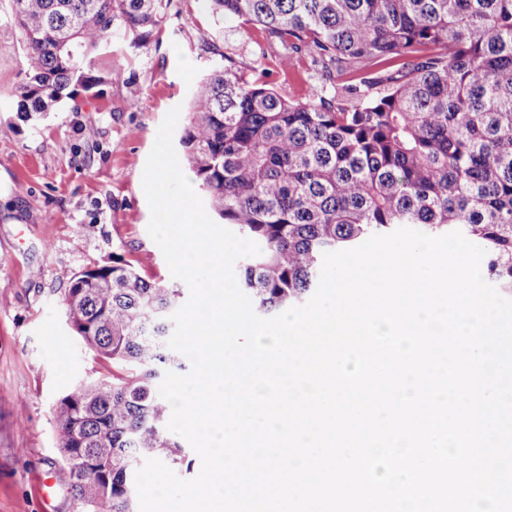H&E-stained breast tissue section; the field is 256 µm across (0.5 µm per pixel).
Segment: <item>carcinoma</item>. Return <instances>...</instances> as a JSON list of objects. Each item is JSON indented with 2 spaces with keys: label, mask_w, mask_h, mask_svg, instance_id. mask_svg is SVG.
<instances>
[{
  "label": "carcinoma",
  "mask_w": 512,
  "mask_h": 512,
  "mask_svg": "<svg viewBox=\"0 0 512 512\" xmlns=\"http://www.w3.org/2000/svg\"><path fill=\"white\" fill-rule=\"evenodd\" d=\"M207 2L216 24L260 26L280 62L308 56L320 83L293 100L226 56L191 96L180 144L224 224L261 247L240 276L257 312L301 304L323 253L401 224L477 239L483 273L512 289V0ZM170 3L9 0L24 44L18 117L36 125L103 82L93 54L112 38L141 47ZM66 280L72 329L119 369L56 405L75 512H136L140 460L185 461L156 389L182 367L167 345L180 292L116 255Z\"/></svg>",
  "instance_id": "1"
}]
</instances>
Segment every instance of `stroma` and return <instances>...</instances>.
Wrapping results in <instances>:
<instances>
[{
	"label": "stroma",
	"mask_w": 512,
	"mask_h": 512,
	"mask_svg": "<svg viewBox=\"0 0 512 512\" xmlns=\"http://www.w3.org/2000/svg\"><path fill=\"white\" fill-rule=\"evenodd\" d=\"M240 22L216 27L205 0H172L164 26L135 49L96 57L107 77L48 119H19L21 36L0 4V512H74L55 445L54 409L79 383L111 372L73 335L65 274L122 256L144 279L189 291L148 233L142 177L168 111L188 109L201 77L232 58L279 93H313L311 64Z\"/></svg>",
	"instance_id": "35a3bbf8"
}]
</instances>
